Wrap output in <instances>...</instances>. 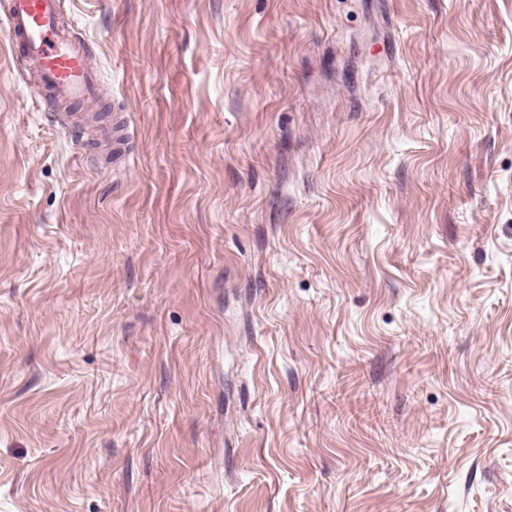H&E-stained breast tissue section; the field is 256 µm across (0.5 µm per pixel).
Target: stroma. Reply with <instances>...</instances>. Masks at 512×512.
<instances>
[{"instance_id": "stroma-1", "label": "stroma", "mask_w": 512, "mask_h": 512, "mask_svg": "<svg viewBox=\"0 0 512 512\" xmlns=\"http://www.w3.org/2000/svg\"><path fill=\"white\" fill-rule=\"evenodd\" d=\"M106 167L0 31V512H512V0H65ZM81 125L96 126L101 139H112V156H124L127 149L126 145L131 138V134L125 126L112 129L101 121H98L94 114H85L81 119Z\"/></svg>"}]
</instances>
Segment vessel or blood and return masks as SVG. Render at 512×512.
I'll use <instances>...</instances> for the list:
<instances>
[{"label":"vessel or blood","mask_w":512,"mask_h":512,"mask_svg":"<svg viewBox=\"0 0 512 512\" xmlns=\"http://www.w3.org/2000/svg\"><path fill=\"white\" fill-rule=\"evenodd\" d=\"M60 8L61 0H9L5 13L9 41L20 48L46 105L85 104L93 99L100 72L87 43L64 23ZM81 122L97 126L100 138L111 140L114 155H125L131 138L126 127L98 123L92 114L84 115Z\"/></svg>","instance_id":"b4317fda"}]
</instances>
